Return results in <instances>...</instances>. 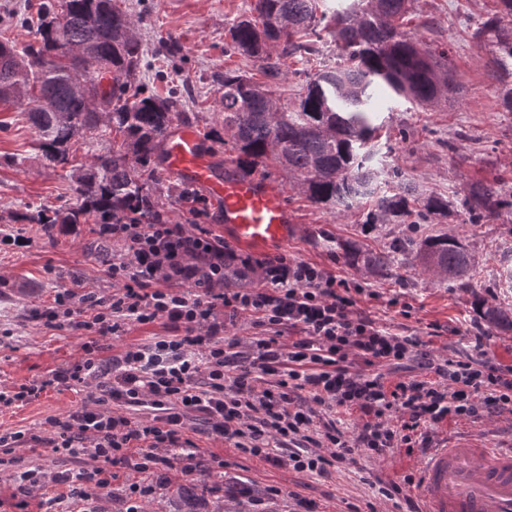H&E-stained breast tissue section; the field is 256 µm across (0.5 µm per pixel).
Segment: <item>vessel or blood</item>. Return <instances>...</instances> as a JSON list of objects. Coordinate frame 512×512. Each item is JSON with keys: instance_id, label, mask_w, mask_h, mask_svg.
Here are the masks:
<instances>
[{"instance_id": "obj_1", "label": "vessel or blood", "mask_w": 512, "mask_h": 512, "mask_svg": "<svg viewBox=\"0 0 512 512\" xmlns=\"http://www.w3.org/2000/svg\"><path fill=\"white\" fill-rule=\"evenodd\" d=\"M164 150L170 172L220 199L222 222L238 242L264 250L296 236L298 226L280 188L258 176L219 171L193 128L180 127ZM416 492L424 512H512V448L466 437L430 449Z\"/></svg>"}]
</instances>
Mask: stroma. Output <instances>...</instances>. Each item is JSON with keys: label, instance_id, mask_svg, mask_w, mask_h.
<instances>
[{"label": "stroma", "instance_id": "35a3bbf8", "mask_svg": "<svg viewBox=\"0 0 512 512\" xmlns=\"http://www.w3.org/2000/svg\"><path fill=\"white\" fill-rule=\"evenodd\" d=\"M251 0H119L137 21L136 36L147 48L169 42L179 51L174 57H149L137 76L151 93L179 92L184 120L201 137V149L217 163L228 161L218 134L224 108L217 77L225 69L246 67L232 53L225 30L248 10ZM430 15L434 35L447 41L448 67L459 92L446 110L425 112L416 106L378 96L373 110L384 127L379 159L398 168L424 193L462 197L466 183L507 172L512 174V112L503 110L497 97V79L488 64L490 52L471 38V28L494 7V0H418ZM37 133L26 105L0 103V227L29 238L25 248L0 249V390L51 377L62 367L80 360L84 351L80 333L47 328L30 319L55 290L81 280L84 287L111 292L105 267L87 244L93 227L78 225L76 232L48 239L41 225L26 221L36 211H65L75 202L77 183L70 169L44 167L35 148ZM454 141L456 151L444 148ZM288 204L300 230L288 243L290 255L314 263H334L335 272L361 286L358 307L384 326L426 337L430 327L439 335L429 338V351L448 358L470 354V338L484 335L489 355L512 366V334L500 333L480 320L472 309L473 294L489 304L512 309V289L501 283L504 260H512V215L487 224H465L449 217L434 224H401L394 231L419 238L454 230L465 239L478 259L470 285L456 287L405 265L396 278L380 280L337 260V243L359 241L370 246L386 242L385 230H365L357 214L320 209L296 190L286 188ZM100 381L88 379L80 390H49L26 403L0 408V434L25 432L26 440L0 447V512H167L166 489L156 485L150 470L120 467L108 492H88L80 482L62 484V476L97 467V460L79 461L53 452L51 421L68 412L96 405ZM197 452L209 465V476L219 483L224 512H302V501L315 502L318 512H405L420 508L415 488L405 482L418 473L422 452L398 449L381 458L360 453L356 464L333 472L331 478L274 466L243 453L213 430L212 420L196 414L188 421ZM483 436L489 446L512 439V414L502 413L471 422L451 421L433 432L434 443L459 436ZM35 470L34 482L18 484L17 475ZM153 486V493L131 497L132 486ZM401 494H394V486ZM249 495H242V488ZM25 510H18V503Z\"/></svg>", "mask_w": 512, "mask_h": 512}]
</instances>
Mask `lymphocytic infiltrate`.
Instances as JSON below:
<instances>
[{
  "instance_id": "f902f5d3",
  "label": "lymphocytic infiltrate",
  "mask_w": 512,
  "mask_h": 512,
  "mask_svg": "<svg viewBox=\"0 0 512 512\" xmlns=\"http://www.w3.org/2000/svg\"><path fill=\"white\" fill-rule=\"evenodd\" d=\"M190 206L189 224L113 216L97 234L127 246L108 264L113 291L57 292L41 312L45 326L68 327L87 340L84 358L51 378L0 391V405L23 403L47 388L74 389L100 377L97 406L52 421L59 455L97 460L79 480L109 489L112 469L139 458L140 469L187 461L194 473V442L185 420L197 413L235 447L273 465L329 477L336 463L359 450L383 457L432 445V431L449 420L512 413V367L487 352L467 360L413 357L410 337L393 332L357 307L348 281L325 266L288 253L236 252L206 227L210 206L193 190L179 194ZM256 275L250 288H229L227 274ZM248 318L261 330L248 345L224 335L219 311ZM163 321L166 335L131 344L106 362L99 337L132 324ZM291 343L281 344L283 334ZM416 358L417 375L389 378L384 365ZM149 405L154 422L142 425L114 414V406ZM359 412L361 425L338 424V413ZM177 457H160V448Z\"/></svg>"
}]
</instances>
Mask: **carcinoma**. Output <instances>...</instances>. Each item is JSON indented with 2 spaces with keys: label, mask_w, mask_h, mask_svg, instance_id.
I'll list each match as a JSON object with an SVG mask.
<instances>
[{
  "label": "carcinoma",
  "mask_w": 512,
  "mask_h": 512,
  "mask_svg": "<svg viewBox=\"0 0 512 512\" xmlns=\"http://www.w3.org/2000/svg\"><path fill=\"white\" fill-rule=\"evenodd\" d=\"M495 9L471 32L477 46L490 47V63L501 84L503 107L512 112V0ZM135 22L116 0H46L36 22L35 41L19 49L0 41V102L29 101L43 165L71 169L78 184L73 206L53 216L27 220L53 224H108L112 213L135 208L143 218L159 211L150 182L164 139L181 118L179 100L140 90L134 75L147 48L132 35ZM433 28L415 0H340L336 11L319 0H251L249 12L228 27L231 51L258 63L262 81L240 70H224V148L238 172L279 169L288 184L318 208L358 210L361 224H418L458 214L486 224L512 213L506 179L477 180L461 201L425 194L416 182L375 160L370 143L379 127L371 111L374 87L425 111L448 105V43L420 32ZM336 45V60L306 73L297 96L272 111L281 82L297 75L295 63L310 64L325 40ZM107 82L90 99L74 91L82 80ZM112 137V149L76 163L78 137ZM345 256L356 269L394 277L407 259L439 279L469 287L477 259L456 234L443 232L414 243L394 237L381 248L350 243ZM484 322L512 331V310L475 298ZM216 494L204 480L172 493L174 512H200L197 505Z\"/></svg>",
  "instance_id": "obj_1"
}]
</instances>
